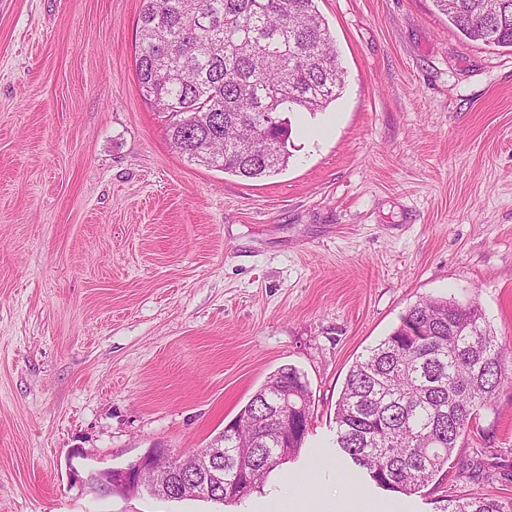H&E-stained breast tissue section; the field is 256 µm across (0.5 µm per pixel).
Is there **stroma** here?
I'll return each mask as SVG.
<instances>
[{
	"instance_id": "1",
	"label": "stroma",
	"mask_w": 512,
	"mask_h": 512,
	"mask_svg": "<svg viewBox=\"0 0 512 512\" xmlns=\"http://www.w3.org/2000/svg\"><path fill=\"white\" fill-rule=\"evenodd\" d=\"M142 0H0V512H446L512 500V386L447 473L388 492L336 446L356 359L425 297L512 338V49L432 0H317L346 72L281 173L173 151L139 87ZM299 454L246 499L96 496L72 470L204 448L280 368ZM448 512H512V501L489 497H458L449 500Z\"/></svg>"
}]
</instances>
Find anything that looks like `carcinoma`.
I'll return each mask as SVG.
<instances>
[{
    "label": "carcinoma",
    "instance_id": "obj_1",
    "mask_svg": "<svg viewBox=\"0 0 512 512\" xmlns=\"http://www.w3.org/2000/svg\"><path fill=\"white\" fill-rule=\"evenodd\" d=\"M470 41L512 48V0H433ZM135 68L143 96L168 118L180 155L244 179L288 166L290 115L314 114L340 95L344 70L315 0H142ZM512 383V341L475 302L425 298L360 357L336 412V447L378 487L410 494L448 466L459 439ZM288 393V439L267 429ZM312 408L304 376L285 367L224 436V480L260 488L302 448L308 425L291 399ZM448 512H512V501L448 500Z\"/></svg>",
    "mask_w": 512,
    "mask_h": 512
}]
</instances>
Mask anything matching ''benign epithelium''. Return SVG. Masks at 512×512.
I'll return each mask as SVG.
<instances>
[{"mask_svg":"<svg viewBox=\"0 0 512 512\" xmlns=\"http://www.w3.org/2000/svg\"><path fill=\"white\" fill-rule=\"evenodd\" d=\"M224 459V442L213 441L201 454L191 459L174 456L168 449L156 446L124 468L95 472L92 489L101 495L119 490L127 494L146 492L171 499L175 496L176 483L191 472L199 483V492L208 493L224 487V469L216 462Z\"/></svg>","mask_w":512,"mask_h":512,"instance_id":"7a95c632","label":"benign epithelium"}]
</instances>
